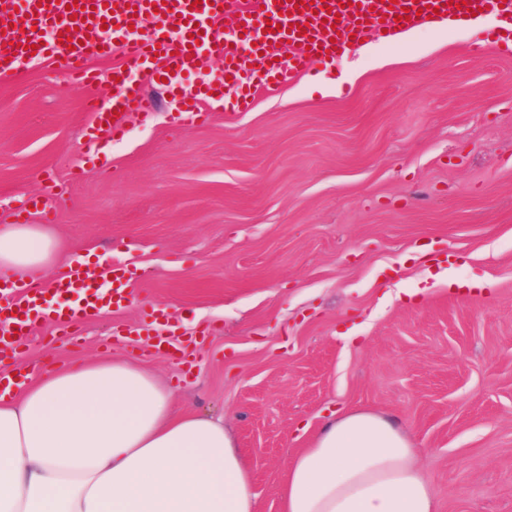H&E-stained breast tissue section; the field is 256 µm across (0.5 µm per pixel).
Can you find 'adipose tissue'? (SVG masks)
Returning a JSON list of instances; mask_svg holds the SVG:
<instances>
[{
	"label": "adipose tissue",
	"instance_id": "ef3b65f1",
	"mask_svg": "<svg viewBox=\"0 0 512 512\" xmlns=\"http://www.w3.org/2000/svg\"><path fill=\"white\" fill-rule=\"evenodd\" d=\"M57 251L44 225L0 226V268L28 279ZM0 382V512H259L223 419L184 411L133 360ZM417 457L381 414L330 415L288 464L280 512H437Z\"/></svg>",
	"mask_w": 512,
	"mask_h": 512
}]
</instances>
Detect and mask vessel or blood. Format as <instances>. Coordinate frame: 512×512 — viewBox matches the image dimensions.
I'll return each mask as SVG.
<instances>
[{"mask_svg":"<svg viewBox=\"0 0 512 512\" xmlns=\"http://www.w3.org/2000/svg\"><path fill=\"white\" fill-rule=\"evenodd\" d=\"M105 21L109 38L87 40L84 17ZM512 20V0H0V17L12 22L11 39L0 40V81L14 80L23 60L45 59L72 76L77 87L97 80L89 66L99 56L119 55L110 100L114 107L149 115L154 100L130 81L131 72H149L153 83L202 69L210 57L224 61L205 88L183 91V106L171 117L179 122H205L200 95L223 102L236 112L252 107L257 89L294 80L315 63L343 53L352 39L371 33L395 38L423 24L449 21L466 26L474 16ZM202 24L198 40L190 35ZM275 31H267V24ZM69 32L75 47L61 42ZM290 44V56L281 47ZM122 129L113 111L94 109L86 126L85 147L99 153L108 138ZM62 300L48 309L39 289L5 281L0 286V328L15 333L0 337V354L25 342L28 328L51 321L62 334L80 329L105 308H118L129 295L131 272L112 263L97 267L76 260L60 268L53 280Z\"/></svg>","mask_w":512,"mask_h":512,"instance_id":"obj_1","label":"vessel or blood"}]
</instances>
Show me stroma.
I'll return each instance as SVG.
<instances>
[{
    "instance_id": "35a3bbf8",
    "label": "stroma",
    "mask_w": 512,
    "mask_h": 512,
    "mask_svg": "<svg viewBox=\"0 0 512 512\" xmlns=\"http://www.w3.org/2000/svg\"><path fill=\"white\" fill-rule=\"evenodd\" d=\"M415 35L426 52L350 49L247 112L129 114L95 163L87 102L116 58L87 90L46 63L0 82V224L47 223L62 261L105 252L134 276L74 337L38 325L15 367L136 359L223 418L261 512L323 419L359 409L420 448L438 512H512V55L468 28ZM48 185L49 223L24 208ZM157 307L168 322H145Z\"/></svg>"
}]
</instances>
